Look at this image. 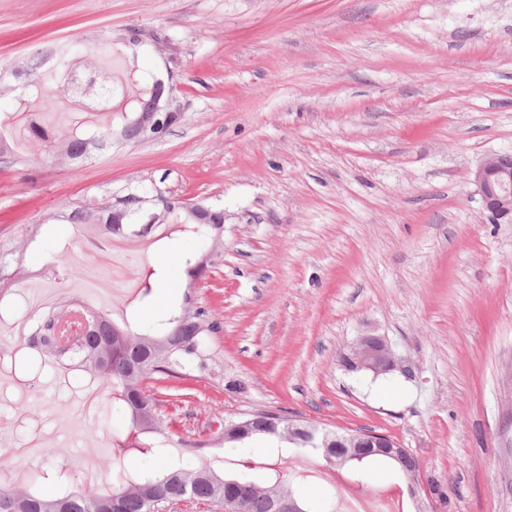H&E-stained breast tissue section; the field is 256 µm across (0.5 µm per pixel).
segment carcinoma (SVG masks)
Returning <instances> with one entry per match:
<instances>
[{"label": "carcinoma", "mask_w": 512, "mask_h": 512, "mask_svg": "<svg viewBox=\"0 0 512 512\" xmlns=\"http://www.w3.org/2000/svg\"><path fill=\"white\" fill-rule=\"evenodd\" d=\"M77 60H83L81 45L62 48L53 78L59 80L66 97L72 91L68 71L75 67ZM24 68L29 70L31 79L23 96L16 93V85L9 78L0 75V92L14 94L13 117L20 125L28 124L31 119H40V113L53 111L56 103V98L47 90L44 74L36 69V56L27 58ZM156 83L155 76L135 70L119 94V98L126 101L124 112L149 106L157 91ZM52 137V153L56 159L73 165L88 158L86 151L89 145L112 147V122L100 123L94 129L76 124L68 131L57 130ZM139 198L141 202L133 205L118 200L97 208L69 206L64 218L70 224L136 226L140 224L148 193H140ZM211 215L210 224H189L180 204L172 212L156 209L146 219L148 224H179L182 232L190 238L185 273L191 286L207 277L209 265L206 259L218 252L222 245L224 214L213 211ZM83 247L86 257L96 258L109 252V241L93 237ZM71 312L83 318L88 331L79 343L67 348L56 340L59 339L61 315ZM205 317L206 311L202 307L183 306L160 321L164 333L156 335L150 327H139L135 331L129 326L121 328L102 312L65 304L50 312L40 339L30 340L23 336L20 341L33 354L49 352L61 359L76 358L90 381L100 386L111 383L120 388L121 401L130 412L132 431L139 436L160 431L165 425L148 382L176 378L191 371H206L215 324L206 322ZM219 433L224 443L229 445V454L240 451L251 438L265 436L301 448H313L324 455L326 449L335 447L338 437L336 433L310 425L290 431L284 421L269 420L263 412L236 421L221 420ZM347 449L353 453L350 459L354 464L351 479L358 485L370 481V466L378 462L390 464L409 480L417 478L419 464L414 458L408 457L400 463L384 448L356 452L349 445ZM226 481L232 482L231 498L226 503L231 512H271L273 500L297 498L292 485L276 479L267 486H261L247 470L228 475L203 463L195 466L174 464L161 472L126 471L105 492L31 491L1 480L0 512H159L183 490L198 502L212 501L215 493L224 492Z\"/></svg>", "instance_id": "1"}]
</instances>
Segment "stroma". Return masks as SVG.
Wrapping results in <instances>:
<instances>
[{"label": "stroma", "mask_w": 512, "mask_h": 512, "mask_svg": "<svg viewBox=\"0 0 512 512\" xmlns=\"http://www.w3.org/2000/svg\"><path fill=\"white\" fill-rule=\"evenodd\" d=\"M130 27L160 44L138 61L162 69L177 119L157 139L114 142L76 166L0 163V250L23 266L54 254L89 270L62 209L135 188L224 212V248L195 297L219 328L213 373L153 382L166 457L122 447L123 403L101 390L85 411L83 372L54 356L27 384L0 368V469L22 483L65 470L72 491L107 490L122 469L176 463L180 441L214 438L218 419L276 412L345 433L390 437L418 460V483L381 467L361 487L317 454L259 439L241 459L204 460L306 480L400 512H512V224L492 222L468 179L486 154L512 153V0H0V70L48 41L111 53ZM188 238L173 234L96 263L150 279L111 283L114 323L147 324L182 303ZM391 347L388 379L357 384L344 365L362 337ZM95 434H87L90 424Z\"/></svg>", "instance_id": "stroma-1"}]
</instances>
